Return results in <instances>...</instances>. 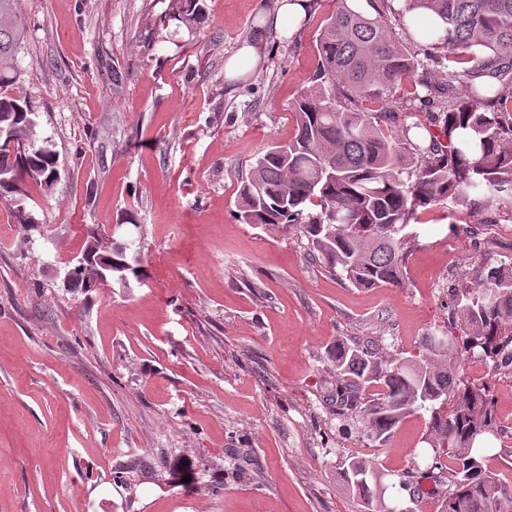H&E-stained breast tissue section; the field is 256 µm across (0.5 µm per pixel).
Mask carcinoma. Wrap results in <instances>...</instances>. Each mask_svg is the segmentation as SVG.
I'll list each match as a JSON object with an SVG mask.
<instances>
[{"instance_id":"obj_1","label":"carcinoma","mask_w":512,"mask_h":512,"mask_svg":"<svg viewBox=\"0 0 512 512\" xmlns=\"http://www.w3.org/2000/svg\"><path fill=\"white\" fill-rule=\"evenodd\" d=\"M375 1L364 15L335 0L316 39L315 89L293 103L294 135L256 160L235 214L245 224L300 227L311 255L356 288L401 284L418 239L412 224L430 206L447 201L484 214L483 224L512 223V0H407L440 20L439 28L413 20L427 41L422 59L395 36L404 14ZM170 14L191 30L204 0H171ZM26 35L19 0H0V202L31 232L40 220L28 208L29 185L53 192L57 162L40 143L30 101L13 93ZM405 80L409 97L397 95ZM10 134L30 145L8 146ZM134 245L113 242L103 254L119 266L115 275L141 283ZM448 306V332L425 337L420 357L392 356L371 338H340L331 352L336 418L370 444L385 445L416 413L429 416L423 465L388 485L377 484L370 458L343 466L345 487L373 512H385L388 491L418 496L427 480L441 512H512V494L488 468L503 436L490 389L457 365L462 350L512 375V257L472 268L448 289Z\"/></svg>"}]
</instances>
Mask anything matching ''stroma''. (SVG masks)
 <instances>
[{
	"mask_svg": "<svg viewBox=\"0 0 512 512\" xmlns=\"http://www.w3.org/2000/svg\"><path fill=\"white\" fill-rule=\"evenodd\" d=\"M274 5L205 0L187 30L169 0H20L18 89L62 173L29 189L32 238L0 203V512H363L340 477L351 455L388 475L421 460L425 415L382 447L342 431L329 350L371 337L421 356L449 288L512 257V223L421 211L401 285L366 289L312 261L299 229L238 221L256 158L294 133L333 2L289 37L264 24ZM245 46L256 60L228 75ZM94 225L139 241L144 283L64 290ZM458 363L491 388L490 467L512 491V376Z\"/></svg>",
	"mask_w": 512,
	"mask_h": 512,
	"instance_id": "1",
	"label": "stroma"
}]
</instances>
